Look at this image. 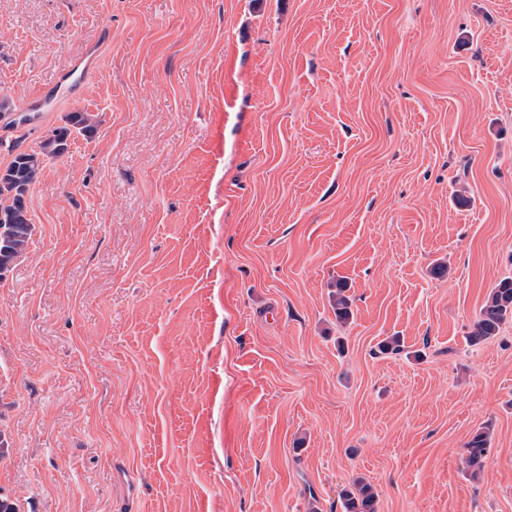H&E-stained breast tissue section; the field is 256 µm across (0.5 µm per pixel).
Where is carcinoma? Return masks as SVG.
Returning a JSON list of instances; mask_svg holds the SVG:
<instances>
[{
    "instance_id": "1",
    "label": "carcinoma",
    "mask_w": 512,
    "mask_h": 512,
    "mask_svg": "<svg viewBox=\"0 0 512 512\" xmlns=\"http://www.w3.org/2000/svg\"><path fill=\"white\" fill-rule=\"evenodd\" d=\"M96 115L90 112H70L65 124L43 140L39 150L17 153L6 169L0 171V277L26 253L32 235V224L27 218L25 195L34 184L47 158L62 156L73 133L91 136L97 130ZM344 284L336 282V320L345 323L353 318L350 300L344 295ZM512 320V277L501 279L489 292L480 308L479 317L469 335L473 344L497 336L501 327ZM491 446L487 428L476 430L466 443L464 466L472 474L484 467ZM345 512H375L377 493L359 480L342 492Z\"/></svg>"
}]
</instances>
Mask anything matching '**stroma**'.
Returning a JSON list of instances; mask_svg holds the SVG:
<instances>
[{"label":"stroma","instance_id":"obj_1","mask_svg":"<svg viewBox=\"0 0 512 512\" xmlns=\"http://www.w3.org/2000/svg\"><path fill=\"white\" fill-rule=\"evenodd\" d=\"M77 68L0 115V169L99 120L0 280V499L512 512V320L467 340L512 277V0H0V103ZM85 81L86 74L84 72H80L72 79L73 84H67L63 87L60 86L54 94H39L20 102L17 110L15 111L17 112V118L20 116H30V113L32 112H49L56 103L65 96V93L72 92L73 86L83 94L86 88ZM491 446V433L488 428L476 430L466 443L464 466L472 474H478L484 467ZM342 499L344 512H375L377 493L369 483L359 480L342 492Z\"/></svg>","mask_w":512,"mask_h":512}]
</instances>
